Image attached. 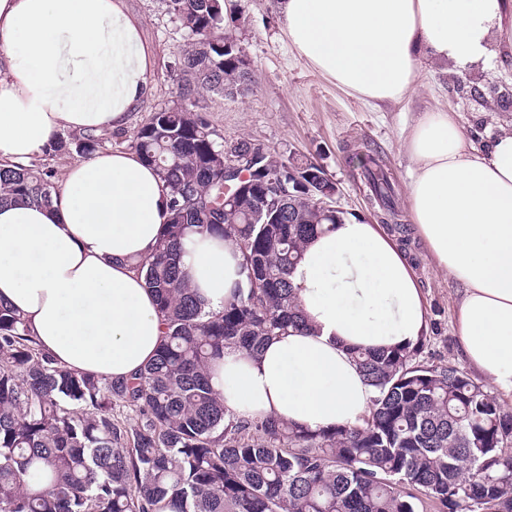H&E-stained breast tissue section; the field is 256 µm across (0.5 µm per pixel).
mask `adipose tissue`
I'll use <instances>...</instances> for the list:
<instances>
[{
    "label": "adipose tissue",
    "mask_w": 512,
    "mask_h": 512,
    "mask_svg": "<svg viewBox=\"0 0 512 512\" xmlns=\"http://www.w3.org/2000/svg\"><path fill=\"white\" fill-rule=\"evenodd\" d=\"M297 55L372 104L411 90L424 61L491 69L512 47V0H278ZM141 24L123 0H0V164H25L58 129L123 127L149 92ZM409 218L435 267L462 287L464 357L512 398V133L469 140L454 113L428 112L406 141ZM168 197L132 151L66 167L51 206L0 204V301L58 364L126 378L162 340L153 293L130 270L164 231ZM184 269L220 308L241 279L231 243L198 238ZM310 328L254 357L225 352L212 381L225 406L316 431L362 424L373 398L353 348L415 347L426 304L396 238L364 218L313 237L293 277Z\"/></svg>",
    "instance_id": "adipose-tissue-1"
}]
</instances>
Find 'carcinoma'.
Here are the masks:
<instances>
[{
    "mask_svg": "<svg viewBox=\"0 0 512 512\" xmlns=\"http://www.w3.org/2000/svg\"><path fill=\"white\" fill-rule=\"evenodd\" d=\"M191 38L177 63L172 104L150 113L128 147L168 191L165 231L131 269L156 300L164 338L132 379L58 366L26 321L0 302V512H512V412L454 366L425 365L419 348L353 351L373 388L362 424L311 431L230 413L211 370L224 351L247 356L304 316L291 276L307 241L340 215L289 188L267 193L291 157L254 151L266 183L224 197V137L205 93L240 84L224 48V0H166ZM104 138H52L46 153L88 156ZM378 206L401 231L396 183L382 162L353 153ZM54 170L41 160L0 167V202L52 203ZM230 241L244 284L215 310L181 275L193 237ZM133 413L132 420L115 415Z\"/></svg>",
    "mask_w": 512,
    "mask_h": 512,
    "instance_id": "cac0c4a2",
    "label": "carcinoma"
}]
</instances>
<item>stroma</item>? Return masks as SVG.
<instances>
[{
    "mask_svg": "<svg viewBox=\"0 0 512 512\" xmlns=\"http://www.w3.org/2000/svg\"><path fill=\"white\" fill-rule=\"evenodd\" d=\"M125 4L142 22V38L152 59L151 92L131 112L123 132L129 134L147 120L150 110L173 100L174 66L190 39L167 13L163 0H125ZM224 27L245 48L253 77L244 95L207 94L208 120L226 140L260 141L319 164L336 183L337 205L344 214L376 218L369 190L349 161L356 145H365L383 159L395 177L396 202L403 210L410 167L406 138L423 113L452 109L466 136L478 143L512 131V107L503 110L487 99L493 86L512 98L511 50L488 72L450 74L423 64L404 99L373 105L348 95L296 54L283 31L277 0H237V10ZM403 247L427 303L428 332L419 343L421 361L468 371L455 330L456 284L431 263L414 231H407Z\"/></svg>",
    "mask_w": 512,
    "mask_h": 512,
    "instance_id": "35a3bbf8",
    "label": "stroma"
}]
</instances>
